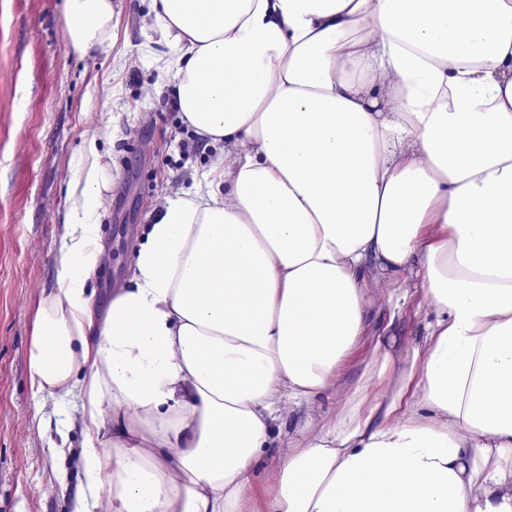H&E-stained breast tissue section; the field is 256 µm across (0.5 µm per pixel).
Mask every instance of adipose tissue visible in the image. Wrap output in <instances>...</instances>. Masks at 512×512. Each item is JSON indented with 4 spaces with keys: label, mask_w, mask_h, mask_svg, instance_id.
Segmentation results:
<instances>
[{
    "label": "adipose tissue",
    "mask_w": 512,
    "mask_h": 512,
    "mask_svg": "<svg viewBox=\"0 0 512 512\" xmlns=\"http://www.w3.org/2000/svg\"><path fill=\"white\" fill-rule=\"evenodd\" d=\"M64 10L81 54L111 39L113 0ZM150 12L184 121L224 153L208 193L166 199L99 320L88 203L109 179L86 149L28 353L37 393L79 399L72 512H512V0ZM393 298L433 308L423 341L377 336L348 383L366 310ZM324 392L335 413L312 411ZM305 413V407L295 408V412L290 417L273 422V437L282 448H268L258 457L252 473L254 484H262L274 474L287 451L288 437L293 439L297 436Z\"/></svg>",
    "instance_id": "obj_1"
}]
</instances>
